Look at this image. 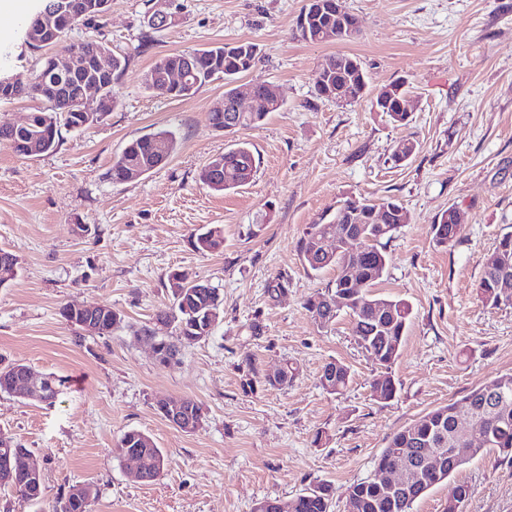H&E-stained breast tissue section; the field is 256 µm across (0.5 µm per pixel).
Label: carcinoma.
Instances as JSON below:
<instances>
[{
  "instance_id": "1",
  "label": "carcinoma",
  "mask_w": 512,
  "mask_h": 512,
  "mask_svg": "<svg viewBox=\"0 0 512 512\" xmlns=\"http://www.w3.org/2000/svg\"><path fill=\"white\" fill-rule=\"evenodd\" d=\"M100 17H88L74 20L59 31V41L49 42L35 33L24 31L27 44L34 50L63 44V48L81 54L97 50L101 41L97 39L73 40L69 33L78 24L97 28ZM297 28L301 37L311 43H335L353 38L359 33L357 18L341 9L339 0H313L306 4L301 12ZM257 47L249 41H237L213 45L197 50L194 68L190 77L196 88L217 80H224V110H212L208 121L213 128L226 133L239 129L259 126L272 112H279L283 106L270 101L266 81L253 82L254 106L252 111L236 115L234 113L238 76L250 71L256 64ZM49 58L39 59V67L32 71L31 83L19 96L39 99L40 88L44 83L57 82L60 93L45 106L31 113V135H26L9 127L0 128V143L8 145L17 155L27 156V143L30 136L39 137L43 152L57 148L62 139V130L79 131L85 117L82 112H73L69 108L72 99L79 96L82 86L90 80L88 72L80 71L68 77L56 76L48 68ZM129 63V57L112 55V73L100 78L108 86L112 107L120 101L116 84L119 75ZM184 67V53L175 52L155 60L151 69L168 73ZM149 89L163 97L180 98L187 96L185 87L168 84L166 81L146 82ZM366 75L360 61L346 53H334L323 60L322 81L315 83L316 96L319 99L333 100L337 104L350 105L365 94ZM382 98L376 100L380 111L388 113L393 123L406 125L410 113L402 110L404 97L408 94L405 82L396 81L380 91ZM176 150L173 134L161 130L131 140L122 152L114 158L110 168V178L126 183L134 173L147 175L168 163ZM221 169L217 171L216 183L211 189L216 192L234 191L252 181L256 171V158L249 144L236 143L221 155ZM358 211L363 217L362 226L366 239L365 252L359 259H345L343 256L326 259L319 254L320 241L336 232V225L349 223L352 212ZM410 223L407 209L389 198L376 204L365 197L350 196L337 208L326 222L310 225L301 239L299 250L304 263L313 271L325 268L336 270V275L325 289L310 296L305 302L306 310L313 319L323 325L332 321L328 317L330 306L336 304V298L347 302L352 312L351 331L360 348L368 358L380 368L371 382L372 395L380 402L395 397L396 381L391 374L392 364L398 359L411 315L410 305L403 299L386 298L393 313L373 329L372 302L378 297L371 295L368 288L382 279L388 257L383 250L382 240L391 239L404 225ZM433 237L439 244H453L459 234L453 213L445 210L432 224ZM193 247L199 252H212L224 246L223 230L209 228L193 235ZM482 274L478 283L483 301L493 307L507 304L512 292L504 293L501 288L503 279L512 281V233H505L492 251L480 259ZM173 296L172 306L155 313L154 321L164 325L176 324L179 336L187 338L209 337L212 324L218 319L222 298L213 287L200 288V281L184 271H174L168 277ZM61 317L68 323L78 326L90 316V313L72 305L60 309ZM137 335L157 343L156 361L167 364L173 359L178 348L162 336L155 335V329L145 325ZM22 364L12 363L0 368V392H9V383L19 377ZM350 381L348 367L341 363L328 362L324 365L320 383L324 390L338 393L347 387ZM464 401L476 412L474 423L475 448L473 455L478 456L488 450H496L512 462V374H503L471 390ZM456 404L450 403L438 407L412 425L395 433L387 447L375 461V469L380 470L397 459L395 453L419 463L424 445L441 448L446 455V474L450 477L465 462L453 455L451 440L454 435L453 421ZM181 413L187 420H204L202 407L191 398L181 399ZM132 450L140 462L141 482L156 480L164 470L163 452L153 439L137 430L125 432L120 438L118 452ZM434 484L415 481L405 492L410 503L400 506L396 497L387 494L384 486L373 478H366L351 484L347 490L345 512H412L413 503L423 497ZM16 496L21 504L30 502L38 494V485L21 482H3L0 476V490ZM470 495V488L459 484L454 488L452 498L448 500L446 512H463ZM97 497V489L91 482L73 485L67 493L59 496L52 512H91V506ZM334 492L327 482L316 483L284 502L277 499H265L255 505L254 512H332Z\"/></svg>"
}]
</instances>
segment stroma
<instances>
[{"label":"stroma","mask_w":512,"mask_h":512,"mask_svg":"<svg viewBox=\"0 0 512 512\" xmlns=\"http://www.w3.org/2000/svg\"><path fill=\"white\" fill-rule=\"evenodd\" d=\"M13 2L0 9V71L27 73L37 54L22 25L38 0ZM160 3L112 0L103 26L71 33L130 57L121 103L102 124L63 132L54 151L33 158L0 144V248L17 258L0 287V362L65 381L50 405L0 393V432L31 450L44 482L32 505L0 491V512H51L82 482L98 490L93 512H253L320 481L335 489L334 512H344L347 488L373 476L394 433L512 373V306L486 305L477 288L481 256L512 231V0H343L360 32L323 44L297 31L306 0H174V24L156 31L146 17ZM239 40L258 48L239 84L264 80L284 99L259 127L231 137L210 125L223 81L183 99L157 97L143 83L160 56ZM336 52L356 56L368 77L363 98L347 106L315 95L318 66ZM399 78L413 103L404 126L376 106L379 90ZM161 129L177 141L169 162L113 182V158ZM235 138L249 143L257 172L236 191L213 192L202 171ZM406 139L419 149L394 164ZM351 195L398 200L411 218L384 242L389 264L375 287L411 306L388 402L372 395L376 367L349 316L322 325L303 307L334 272L311 270L299 243ZM451 206L463 224L454 245L442 246L431 227ZM214 226L224 229L223 248L197 252L192 234ZM175 270L218 288L224 306L206 341L161 364L136 331L171 306ZM278 280L285 291L277 296ZM66 303L110 305L123 325L86 335L61 318ZM330 361L351 371L335 394L320 385ZM286 362L298 370L293 381L266 384ZM169 397L202 406L195 432L160 414ZM129 430L164 453L153 482H133L118 455ZM463 482L465 512H512V462L493 450L434 486L413 512H445Z\"/></svg>","instance_id":"1"}]
</instances>
